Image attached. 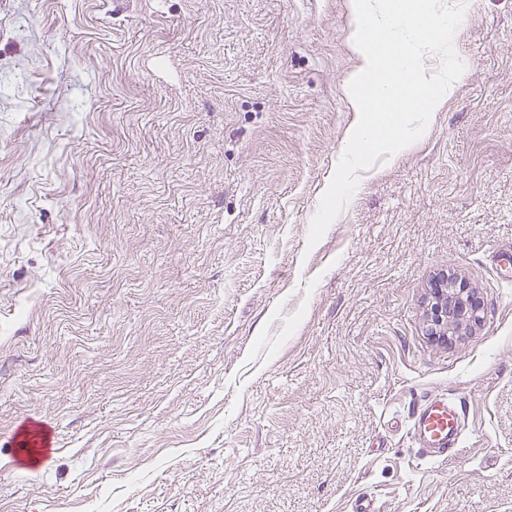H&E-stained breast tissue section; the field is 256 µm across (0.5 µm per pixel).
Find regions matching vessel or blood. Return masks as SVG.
<instances>
[{
	"instance_id": "1",
	"label": "vessel or blood",
	"mask_w": 512,
	"mask_h": 512,
	"mask_svg": "<svg viewBox=\"0 0 512 512\" xmlns=\"http://www.w3.org/2000/svg\"><path fill=\"white\" fill-rule=\"evenodd\" d=\"M463 398L428 394L410 412V431L421 453L429 458H445L460 449Z\"/></svg>"
}]
</instances>
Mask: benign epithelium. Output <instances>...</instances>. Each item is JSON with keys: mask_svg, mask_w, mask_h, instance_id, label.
<instances>
[{"mask_svg": "<svg viewBox=\"0 0 512 512\" xmlns=\"http://www.w3.org/2000/svg\"><path fill=\"white\" fill-rule=\"evenodd\" d=\"M481 304L473 290L455 277L442 276L430 304L431 334L446 339L480 322Z\"/></svg>", "mask_w": 512, "mask_h": 512, "instance_id": "1", "label": "benign epithelium"}]
</instances>
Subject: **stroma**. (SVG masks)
<instances>
[{"mask_svg": "<svg viewBox=\"0 0 512 512\" xmlns=\"http://www.w3.org/2000/svg\"><path fill=\"white\" fill-rule=\"evenodd\" d=\"M467 2L455 96L312 246L348 0H0V512H512V0ZM481 304L472 288L448 274L433 289L430 304L431 336L448 340L480 322ZM464 398L428 394L410 412L412 437L421 453L429 458H447L460 449Z\"/></svg>", "mask_w": 512, "mask_h": 512, "instance_id": "1", "label": "stroma"}]
</instances>
